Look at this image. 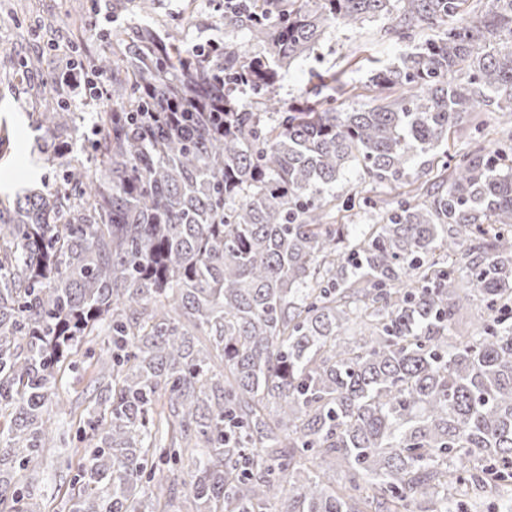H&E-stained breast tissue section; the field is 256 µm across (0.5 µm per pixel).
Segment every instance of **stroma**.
Masks as SVG:
<instances>
[{
	"mask_svg": "<svg viewBox=\"0 0 512 512\" xmlns=\"http://www.w3.org/2000/svg\"><path fill=\"white\" fill-rule=\"evenodd\" d=\"M128 0L126 10L113 14L112 0H0V197L12 198L30 187L55 184L57 177L44 163L43 140L34 129V121L43 111L46 100L38 94L39 74L26 81L10 80L21 57L32 50L44 53L46 72H54L66 61L101 51L115 26L146 25L158 33L171 31L186 9H194L197 23L184 33L190 44L221 40L234 45L250 42L248 29L228 33L224 30V0ZM91 16L81 40H72L68 22L73 10ZM394 14L367 22L360 32L336 25L329 29L320 44L307 57L281 72L277 82L283 103L300 100L317 82V74L336 75V106L344 111L364 110L384 99L371 86L375 70L397 62L401 54L413 49L415 42L437 37L438 28L420 29L415 41H400L390 33ZM473 127L449 129L447 138L429 155L424 168L425 179H433L447 157H460L473 146ZM380 196L389 200L414 201L410 186H384L369 180L362 168L351 167L336 184L332 208L337 223L361 224L364 200ZM96 375L94 360L84 359L77 370L61 376L60 392L65 405L55 416L59 447L51 449L40 464L26 474L23 488L29 502L38 512H57L73 476L68 462L78 461L90 439L76 435L80 423L87 418L85 391Z\"/></svg>",
	"mask_w": 512,
	"mask_h": 512,
	"instance_id": "35a3bbf8",
	"label": "stroma"
}]
</instances>
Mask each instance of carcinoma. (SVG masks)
<instances>
[{
    "mask_svg": "<svg viewBox=\"0 0 512 512\" xmlns=\"http://www.w3.org/2000/svg\"><path fill=\"white\" fill-rule=\"evenodd\" d=\"M392 2L224 15L266 54L140 26L86 57L107 100L91 113V165L54 142L59 182L0 199L8 512H34L23 472L56 447L57 375L94 336L107 339L94 446L62 512H468L512 488V132L488 152L475 128L449 176L417 187L420 203L366 199L379 221L353 238L329 208L352 166L399 184L478 107L512 120V0H486L377 70L380 93L401 90L386 104L336 109L323 95L334 75L314 100L276 96L279 70L328 28L360 29ZM399 2L391 33L405 40L467 0ZM77 119L61 101L36 128L53 139ZM475 301L480 327L448 344Z\"/></svg>",
    "mask_w": 512,
    "mask_h": 512,
    "instance_id": "carcinoma-1",
    "label": "carcinoma"
}]
</instances>
